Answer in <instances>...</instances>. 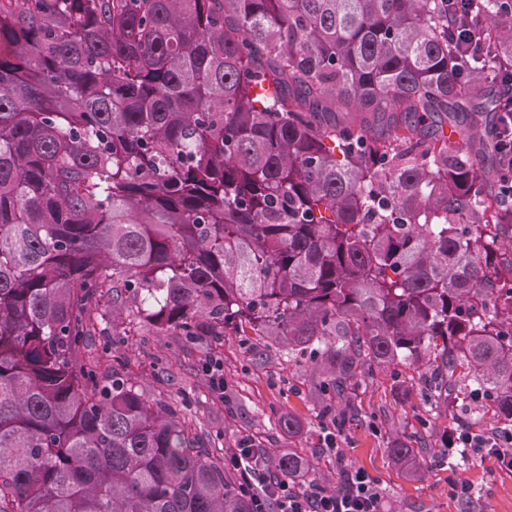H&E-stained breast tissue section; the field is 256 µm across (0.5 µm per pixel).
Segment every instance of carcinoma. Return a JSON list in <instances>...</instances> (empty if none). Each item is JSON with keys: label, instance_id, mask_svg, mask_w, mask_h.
Masks as SVG:
<instances>
[{"label": "carcinoma", "instance_id": "carcinoma-1", "mask_svg": "<svg viewBox=\"0 0 512 512\" xmlns=\"http://www.w3.org/2000/svg\"><path fill=\"white\" fill-rule=\"evenodd\" d=\"M453 22L448 0H0V512H251L177 406L83 357L108 294L307 355L343 395L425 360L431 400L512 419V214L474 131L512 0H471L478 55Z\"/></svg>", "mask_w": 512, "mask_h": 512}]
</instances>
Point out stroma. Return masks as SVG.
I'll list each match as a JSON object with an SVG mask.
<instances>
[{
	"label": "stroma",
	"mask_w": 512,
	"mask_h": 512,
	"mask_svg": "<svg viewBox=\"0 0 512 512\" xmlns=\"http://www.w3.org/2000/svg\"><path fill=\"white\" fill-rule=\"evenodd\" d=\"M103 329L92 348L104 364L120 357L135 385L152 400L177 403L204 440L232 448L245 436L267 449L294 448L308 459L314 477L328 489L342 472L361 467L374 478L391 512H512V473L494 457L470 455L464 463L440 464L450 428L465 424L481 435L503 425L493 407L458 400L450 410L431 405L420 368L397 362L375 370L356 387L352 400L324 388L307 357L283 347L264 348L251 336H228L217 343H186L175 332H159L134 319H116L103 306ZM224 365V390L216 392L203 367ZM300 418L296 437L282 433L277 420ZM345 418L338 456L322 451L321 435L334 419ZM418 448L420 477H411L390 456L392 437ZM474 488L469 500L456 497L450 478Z\"/></svg>",
	"instance_id": "1"
}]
</instances>
